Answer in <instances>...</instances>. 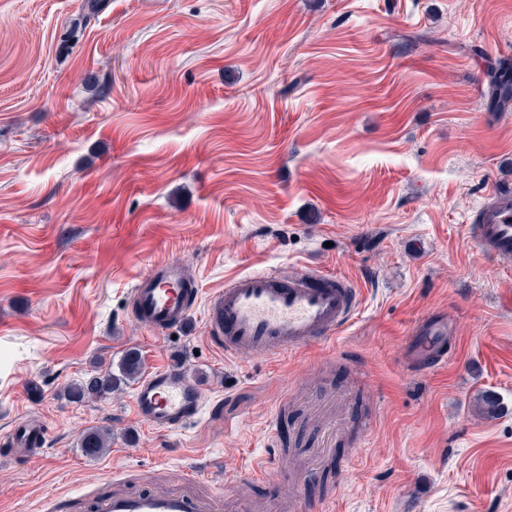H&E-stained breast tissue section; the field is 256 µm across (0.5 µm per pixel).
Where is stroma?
I'll list each match as a JSON object with an SVG mask.
<instances>
[{"mask_svg": "<svg viewBox=\"0 0 512 512\" xmlns=\"http://www.w3.org/2000/svg\"><path fill=\"white\" fill-rule=\"evenodd\" d=\"M503 59L512 0H0V435L47 430L0 461V512L188 468L224 512H512V270L463 236L512 184V110L486 109ZM171 259L202 303L302 266L359 303L329 342L238 362L202 303L173 338L133 320L136 278ZM433 310L454 355L419 376L405 339ZM132 349L192 373L188 427L145 424L130 385L68 397ZM45 429L41 424L27 420L12 429L9 436L1 439L0 457L13 458L17 449H24L33 456L39 455L43 448ZM112 444V435L106 429L87 431L81 441V448L89 456H99L106 453Z\"/></svg>", "mask_w": 512, "mask_h": 512, "instance_id": "obj_1", "label": "stroma"}]
</instances>
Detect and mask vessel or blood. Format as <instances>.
Returning a JSON list of instances; mask_svg holds the SVG:
<instances>
[{
  "mask_svg": "<svg viewBox=\"0 0 512 512\" xmlns=\"http://www.w3.org/2000/svg\"><path fill=\"white\" fill-rule=\"evenodd\" d=\"M465 234L487 259L512 263V191L492 189ZM131 313L145 328L160 333L182 328L197 303L198 290L180 261L151 268L131 292ZM358 293L345 276L306 268L288 274L249 272L225 283L206 303L205 330L225 356L245 359L256 353L281 356L325 341L346 325ZM455 324L448 315L432 312L412 326L406 340V365L421 374L448 363V338ZM205 397L190 373L166 367L149 373L134 395L137 416L151 427L176 430L200 414ZM45 430L33 421L16 426L0 441V457L17 449L37 455ZM196 471L180 486L129 491L113 488L105 477L85 497V512H223L224 498L194 492Z\"/></svg>",
  "mask_w": 512,
  "mask_h": 512,
  "instance_id": "b4317fda",
  "label": "vessel or blood"
}]
</instances>
